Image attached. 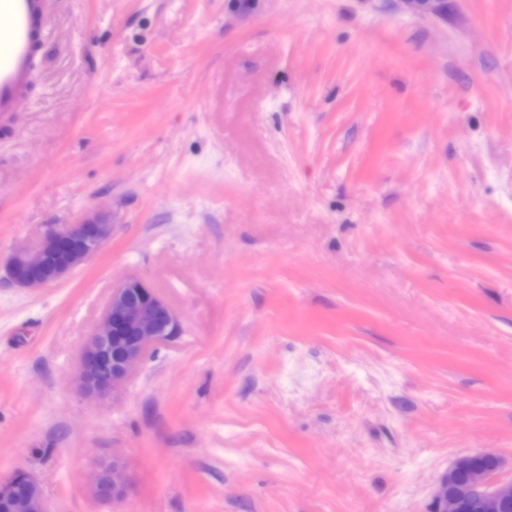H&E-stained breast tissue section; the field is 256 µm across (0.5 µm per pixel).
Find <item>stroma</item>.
Wrapping results in <instances>:
<instances>
[{"mask_svg": "<svg viewBox=\"0 0 512 512\" xmlns=\"http://www.w3.org/2000/svg\"><path fill=\"white\" fill-rule=\"evenodd\" d=\"M449 5L45 0L0 124V481L48 512H430L481 451L512 481V0ZM92 212L97 255L7 281ZM130 276L180 330L96 402L72 376ZM112 234V221L99 213L75 224H51L41 243L32 252L17 251L6 265V277L20 288H43L66 278L72 271L99 252ZM64 245L74 247L58 259ZM92 466L95 478L88 493L94 500L119 503L128 496L131 485L125 464L119 457H98Z\"/></svg>", "mask_w": 512, "mask_h": 512, "instance_id": "35a3bbf8", "label": "stroma"}]
</instances>
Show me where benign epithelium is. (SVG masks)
<instances>
[{
	"mask_svg": "<svg viewBox=\"0 0 512 512\" xmlns=\"http://www.w3.org/2000/svg\"><path fill=\"white\" fill-rule=\"evenodd\" d=\"M415 13L444 16L443 0H401ZM112 234V221L99 213L75 224H51L32 252L17 251L6 265V277L20 288H43L66 278L99 252ZM178 331L176 316L153 288L130 277L112 289L101 320L85 342L75 372L78 392L104 402L116 396L143 363L148 352ZM476 455L459 458L438 481L432 512H504L512 503V482L497 479L498 467L473 464ZM95 478L88 488L98 501L119 503L131 490L123 461L114 456L98 457L92 463ZM27 493H17V480ZM0 512H46L36 477L25 470L0 482Z\"/></svg>",
	"mask_w": 512,
	"mask_h": 512,
	"instance_id": "benign-epithelium-1",
	"label": "benign epithelium"
}]
</instances>
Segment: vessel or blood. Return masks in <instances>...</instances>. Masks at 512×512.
I'll return each mask as SVG.
<instances>
[{
	"instance_id": "obj_1",
	"label": "vessel or blood",
	"mask_w": 512,
	"mask_h": 512,
	"mask_svg": "<svg viewBox=\"0 0 512 512\" xmlns=\"http://www.w3.org/2000/svg\"><path fill=\"white\" fill-rule=\"evenodd\" d=\"M0 120L19 111L29 92L45 25L44 0H0Z\"/></svg>"
}]
</instances>
